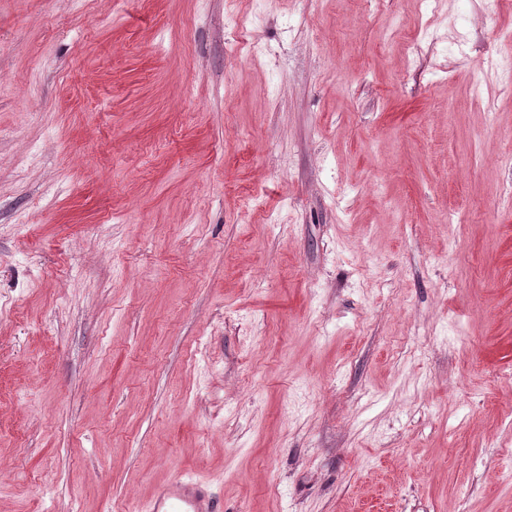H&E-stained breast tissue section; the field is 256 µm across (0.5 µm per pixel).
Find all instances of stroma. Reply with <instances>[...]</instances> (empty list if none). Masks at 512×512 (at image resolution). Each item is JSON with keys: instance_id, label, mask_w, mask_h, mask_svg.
Listing matches in <instances>:
<instances>
[{"instance_id": "35a3bbf8", "label": "stroma", "mask_w": 512, "mask_h": 512, "mask_svg": "<svg viewBox=\"0 0 512 512\" xmlns=\"http://www.w3.org/2000/svg\"><path fill=\"white\" fill-rule=\"evenodd\" d=\"M512 0H0V512H512ZM147 512H223L224 506L210 491V482L182 476L161 487L147 504Z\"/></svg>"}]
</instances>
